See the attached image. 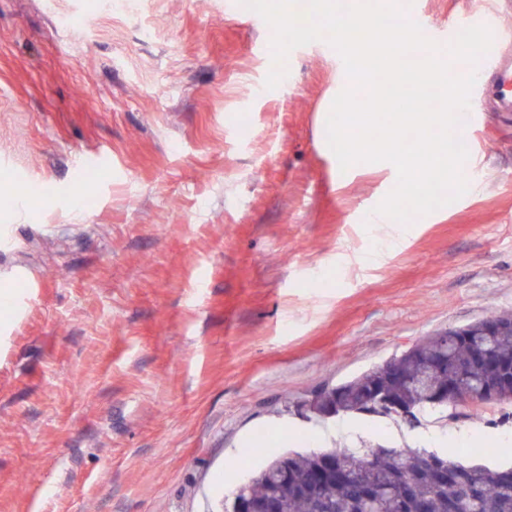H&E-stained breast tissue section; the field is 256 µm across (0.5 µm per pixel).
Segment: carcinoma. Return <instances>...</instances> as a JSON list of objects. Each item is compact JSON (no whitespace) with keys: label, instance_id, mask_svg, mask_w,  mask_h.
I'll return each mask as SVG.
<instances>
[{"label":"carcinoma","instance_id":"obj_1","mask_svg":"<svg viewBox=\"0 0 512 512\" xmlns=\"http://www.w3.org/2000/svg\"><path fill=\"white\" fill-rule=\"evenodd\" d=\"M466 329V336L454 328L444 336H426L401 355L296 407L309 417L334 401L338 416H398L417 424L464 405L458 400L463 378L493 385L494 403H512V382L504 368L512 361V333L484 338L488 351L477 354L471 342L481 325ZM445 387L448 400L430 395ZM254 496L277 500L283 512H512V466L490 468L426 448L397 451L380 444L285 452L239 486L224 512Z\"/></svg>","mask_w":512,"mask_h":512}]
</instances>
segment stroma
<instances>
[{"label":"stroma","mask_w":512,"mask_h":512,"mask_svg":"<svg viewBox=\"0 0 512 512\" xmlns=\"http://www.w3.org/2000/svg\"><path fill=\"white\" fill-rule=\"evenodd\" d=\"M112 2L0 0V512H222L258 433L343 446L298 400L512 312V112L483 113L468 191L392 244L370 212L396 172L340 174L327 144L333 49L292 50L269 89L250 9ZM344 421L399 450L512 448L509 404L433 435Z\"/></svg>","instance_id":"stroma-1"}]
</instances>
